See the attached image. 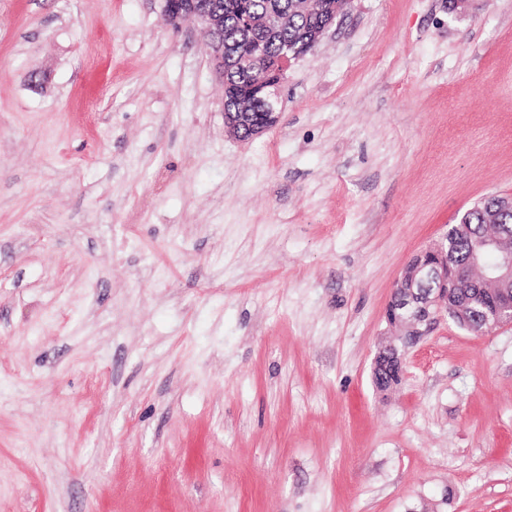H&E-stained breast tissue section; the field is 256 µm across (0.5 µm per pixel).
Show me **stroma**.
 Here are the masks:
<instances>
[{
	"instance_id": "stroma-1",
	"label": "stroma",
	"mask_w": 512,
	"mask_h": 512,
	"mask_svg": "<svg viewBox=\"0 0 512 512\" xmlns=\"http://www.w3.org/2000/svg\"><path fill=\"white\" fill-rule=\"evenodd\" d=\"M223 101L163 0H0V512H512V326L371 380L512 196V0H350L274 127ZM499 208L512 210V197L490 195L465 211L449 241L442 240L415 256L404 268L396 282L386 308L389 323L401 330L402 336H424L437 323L443 312L455 322L477 334L492 333L500 327L512 325V251L501 245L498 237L487 238L476 250L487 234H502L505 245L512 247V211L500 212ZM448 249V266L443 258ZM476 250V251H474ZM474 251V252H473ZM498 251L496 264L483 273V287L490 290V304L483 316L476 309L480 307L484 289L478 288L479 277L471 273L466 278L465 288H459L458 300L465 306L451 304L448 292V268L484 269V255ZM473 252V253H472ZM472 253V254H471ZM471 255V256H470ZM470 257V259H469ZM401 351L386 348L380 353L377 367L372 370V380L380 391H387L401 381L402 366L398 358Z\"/></svg>"
}]
</instances>
